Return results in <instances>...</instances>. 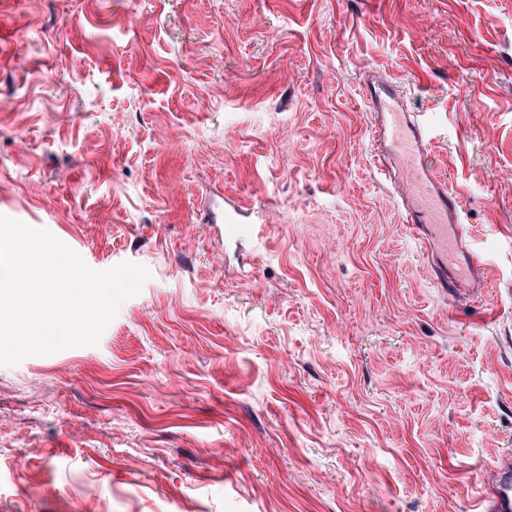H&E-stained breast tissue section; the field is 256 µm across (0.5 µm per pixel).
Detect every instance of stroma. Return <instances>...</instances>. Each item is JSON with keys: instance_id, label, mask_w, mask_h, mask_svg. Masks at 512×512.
<instances>
[{"instance_id": "1", "label": "stroma", "mask_w": 512, "mask_h": 512, "mask_svg": "<svg viewBox=\"0 0 512 512\" xmlns=\"http://www.w3.org/2000/svg\"><path fill=\"white\" fill-rule=\"evenodd\" d=\"M367 69L494 253L460 308ZM0 102V215L151 272L99 345L0 366V512H468L512 448V0H0ZM213 186L258 236L213 237ZM363 82L374 167L390 184L426 277L453 305L477 297L486 288L479 276L486 265L485 241L471 233L467 244L461 242L466 201L429 158L433 123L426 112L404 109L399 87L389 74L368 70ZM455 250L466 256V269L448 266Z\"/></svg>"}]
</instances>
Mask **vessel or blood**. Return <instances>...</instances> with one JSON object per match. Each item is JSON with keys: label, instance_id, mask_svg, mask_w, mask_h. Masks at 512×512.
<instances>
[{"label": "vessel or blood", "instance_id": "obj_1", "mask_svg": "<svg viewBox=\"0 0 512 512\" xmlns=\"http://www.w3.org/2000/svg\"><path fill=\"white\" fill-rule=\"evenodd\" d=\"M364 85L374 167L391 187L427 278L450 303L477 297L485 290L480 273L487 249L483 240L461 239L466 201L428 155L431 120L404 109L389 74L366 71ZM202 209L204 223L217 225L221 236L237 243L255 237L257 227L243 220V206L225 210L222 193L208 192ZM482 473L472 512H512V450H499Z\"/></svg>", "mask_w": 512, "mask_h": 512}]
</instances>
